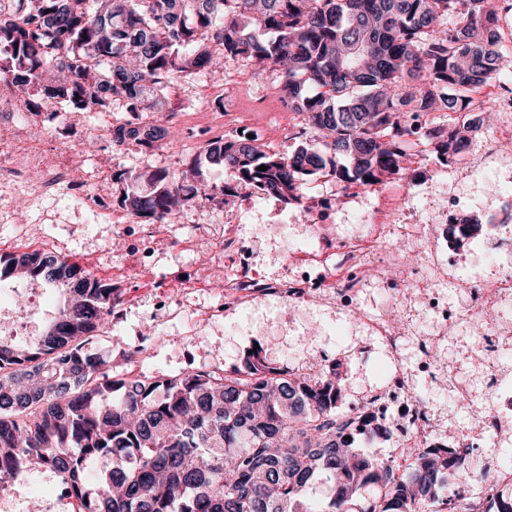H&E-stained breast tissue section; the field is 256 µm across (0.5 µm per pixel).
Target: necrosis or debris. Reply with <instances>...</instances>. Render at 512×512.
Returning a JSON list of instances; mask_svg holds the SVG:
<instances>
[{
  "mask_svg": "<svg viewBox=\"0 0 512 512\" xmlns=\"http://www.w3.org/2000/svg\"><path fill=\"white\" fill-rule=\"evenodd\" d=\"M73 154L63 168L43 154L39 141L7 136L0 129V186L25 189L32 198L67 193L76 198L89 195L87 183L74 180L73 166L82 164ZM378 237L343 241L336 246L293 260L287 273L275 284L241 276L230 286L238 293L265 290L300 301L327 295L338 307L354 311L370 330L374 345L393 362L383 385L358 393L355 405L394 429L401 446L446 444L467 452V470L477 478L466 488L478 512L503 485L512 483V240L489 233L480 251L491 257L493 277L465 275L448 270V285L463 296L450 304L445 294L429 290L421 295L431 319L430 331L417 341L416 369L403 366V337L384 314L360 309L357 295L365 273L364 259L375 253ZM471 329L474 342L467 354L477 361L485 379L483 387L458 381L453 370L442 369L434 356L437 346L460 329ZM434 377L453 394L456 405L473 409L469 426L446 420L432 401L420 398L415 372Z\"/></svg>",
  "mask_w": 512,
  "mask_h": 512,
  "instance_id": "4bbe7bcc",
  "label": "necrosis or debris"
}]
</instances>
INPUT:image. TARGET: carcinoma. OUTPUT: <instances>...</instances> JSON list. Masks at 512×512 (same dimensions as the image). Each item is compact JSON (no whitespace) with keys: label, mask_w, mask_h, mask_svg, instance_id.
<instances>
[{"label":"carcinoma","mask_w":512,"mask_h":512,"mask_svg":"<svg viewBox=\"0 0 512 512\" xmlns=\"http://www.w3.org/2000/svg\"><path fill=\"white\" fill-rule=\"evenodd\" d=\"M103 2L16 0L0 12V79L24 110L54 101L94 112L119 100L133 119L114 141L153 149L171 133L143 117L163 111L165 90L242 59L278 72L288 111L303 116L307 145L288 157L256 137L207 144L206 160L234 173V186L209 184L198 158L181 177L139 174L147 189L123 190L120 203L149 224L217 189L293 204L327 172L346 189L381 185L419 144L456 154L481 120L423 126L419 115L467 109L512 67L498 49L512 0ZM479 229L471 215L448 224L453 236ZM14 277L61 289L64 303L39 335L0 338L1 490L44 468L69 486L77 512H475L469 497L446 494L449 479L466 477L459 449L405 448L401 464L360 449V436L387 441L393 431L341 410L338 368L300 375L254 348L230 375L114 374L87 344L120 300L117 285L54 255L1 254L0 279ZM100 460L108 465L91 472ZM319 482L333 493L317 510L309 494ZM485 512H512V495L499 490Z\"/></svg>","instance_id":"obj_1"}]
</instances>
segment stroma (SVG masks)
Segmentation results:
<instances>
[{"label": "stroma", "mask_w": 512, "mask_h": 512, "mask_svg": "<svg viewBox=\"0 0 512 512\" xmlns=\"http://www.w3.org/2000/svg\"><path fill=\"white\" fill-rule=\"evenodd\" d=\"M278 85L277 73L244 60L228 61L220 81L203 72L188 75L166 90V109L155 115L171 131L173 144L144 150L129 143L116 150L111 143L97 142L88 163L75 173L87 180L93 193L86 200L57 194L32 204L0 196V245L24 252L27 243L19 231L27 223L40 230L56 256L85 267L103 266V278L116 281L121 300L89 346L110 356L113 372L158 378L193 369L221 373L236 368L243 352L256 347L271 366L314 376L329 350L341 365L347 390L342 407L349 410L352 392L380 385L387 363L380 352L357 355V347L369 340L368 330L350 312L326 300L292 303L270 295L228 300L218 279L232 274L235 255L216 248V241L236 233L249 245L250 270L273 280L285 272L292 256L311 250L318 241L356 238L381 223L382 243L398 255L399 267L408 265L415 240L423 237L437 249L440 263H447L449 251H456L458 267L465 271L475 263V241L450 243L444 202L460 196L467 200L469 213L483 222L505 223L503 203L512 196V168L487 173L477 164L490 141L501 137L498 124L483 125L449 161H440L428 149L416 168L392 176L391 184L406 185L403 195L386 194L375 185L354 199L336 178L325 176L309 186L299 204L287 205L246 189L230 199L202 196L181 208L149 254L131 246L139 221L121 207V187L112 179L113 170L121 167L132 175L165 170L175 175L203 153L208 140L240 128L258 135L269 151L293 154L301 139L283 138L280 129L301 124L302 118L282 110ZM125 117L116 101L111 110L85 112L76 121L55 120L48 110L36 116L17 111L1 116L0 126L24 129L42 139L48 153L64 165L73 149L84 147L93 129ZM186 235L196 236L200 247L186 250L180 242ZM20 294L29 301L28 332L38 334L63 297L57 289L26 280L0 283V305L13 306ZM360 306L401 324L403 365L414 367L416 338L428 324L419 300L386 295L372 276L362 286ZM26 478V483L0 490V512H29L34 501L41 512H75L76 502L63 494L56 474L42 469Z\"/></svg>", "instance_id": "1"}]
</instances>
